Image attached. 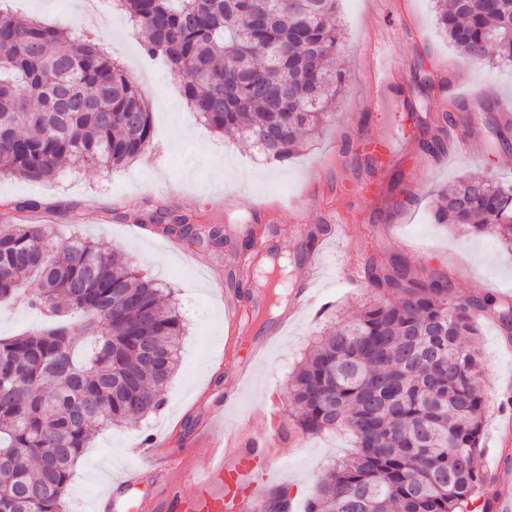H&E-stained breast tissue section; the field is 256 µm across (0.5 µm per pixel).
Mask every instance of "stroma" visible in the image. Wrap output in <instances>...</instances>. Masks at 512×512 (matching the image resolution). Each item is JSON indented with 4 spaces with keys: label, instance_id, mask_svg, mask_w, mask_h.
Instances as JSON below:
<instances>
[{
    "label": "stroma",
    "instance_id": "35a3bbf8",
    "mask_svg": "<svg viewBox=\"0 0 512 512\" xmlns=\"http://www.w3.org/2000/svg\"><path fill=\"white\" fill-rule=\"evenodd\" d=\"M76 0H15L13 9L49 25L68 29L74 38L94 31L99 43L123 64L149 101L154 138L142 159L110 172L68 168L55 179L31 182L0 178V198L40 199L44 207L24 212L31 224H50L59 242L82 235L102 242L120 259L132 260L162 287L172 289L188 333L177 370L164 391L159 413L112 427L87 448L71 480L70 512H97L106 495L138 504L146 495L161 512L180 470L155 480L145 472L141 485L121 487L124 470L141 467L139 445L144 437L169 444L203 470L209 453L205 435L216 423L236 427L243 419L262 424L273 412L288 413L286 380L329 322L331 313L355 315L369 293L345 275L347 256L360 261L398 257L420 276L447 275L455 300L490 293L512 304V251L489 236H473L432 218L436 194L463 177L481 175L512 181V151L500 146L512 138L498 110V98H512V65L474 61L458 53L440 33L433 0H339L337 23L349 80L337 100L334 115L308 149L284 163L266 160L257 148L227 140L206 128L190 112L182 95V80L160 61L150 60L127 15L109 7L86 18ZM386 51L393 66L387 87L374 76L375 58ZM442 78L443 86L422 92L420 71ZM477 98V105L458 113L449 128L446 155L413 178L418 149L411 111H422L424 99L446 105L455 95ZM401 134L406 149L393 166L367 169V140ZM485 144L480 155L460 150L463 134ZM157 206L192 212L203 224L229 226L264 221L277 225L274 244L286 254L295 274L290 289L301 286L300 275L310 257L325 253L317 282L319 302L298 309L281 339L248 364L249 373L236 379L247 349L266 333L252 325L249 334L227 336L224 298L230 289L225 272L237 261L242 238L232 235L229 246L201 243L190 247L153 232L151 226L118 219V212ZM296 224L316 231V240L297 238ZM484 369L489 411L485 419L482 466H489L499 415L512 397V342L500 324L481 320L474 338ZM341 433L299 437L279 451L287 465L274 478L254 471L241 499H264L275 486L295 488L292 512H303L318 487L324 466L346 453Z\"/></svg>",
    "mask_w": 512,
    "mask_h": 512
}]
</instances>
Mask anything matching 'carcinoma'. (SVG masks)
Wrapping results in <instances>:
<instances>
[{"label":"carcinoma","instance_id":"obj_1","mask_svg":"<svg viewBox=\"0 0 512 512\" xmlns=\"http://www.w3.org/2000/svg\"><path fill=\"white\" fill-rule=\"evenodd\" d=\"M142 48L186 76L183 95L210 130L283 163L329 121L349 74L338 0H113ZM466 57L512 63V0H434ZM0 176L41 182L65 165L101 171L143 156L151 112L136 82L94 38L20 21L0 0ZM422 151H447L443 108L414 115ZM435 219L512 250V183L473 176L438 194ZM215 247L222 224L155 210L134 218ZM250 261L229 273L238 292ZM374 299L325 328L287 382L280 441L344 430L351 451L323 469L306 512H490L482 493L486 401L473 336L481 318L512 329V306L452 298L445 276L369 261ZM23 296L48 316L0 337V512H66L84 449L114 425L159 411L186 323L137 267L104 245L53 242L48 225L0 218V302Z\"/></svg>","mask_w":512,"mask_h":512}]
</instances>
